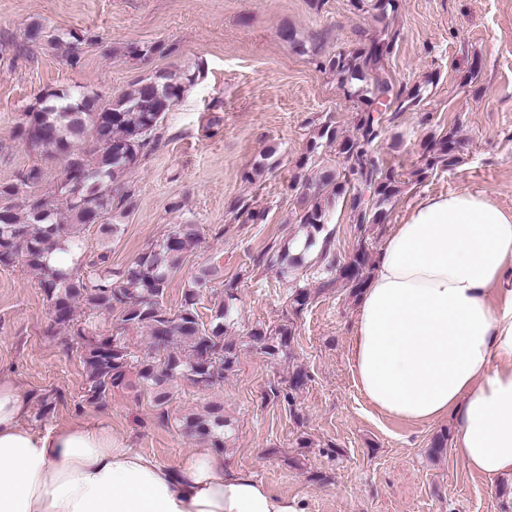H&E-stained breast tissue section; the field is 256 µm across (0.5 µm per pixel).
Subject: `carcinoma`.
<instances>
[{
	"instance_id": "1",
	"label": "carcinoma",
	"mask_w": 512,
	"mask_h": 512,
	"mask_svg": "<svg viewBox=\"0 0 512 512\" xmlns=\"http://www.w3.org/2000/svg\"><path fill=\"white\" fill-rule=\"evenodd\" d=\"M350 2L359 10L369 7L381 29L369 48L340 50L327 57L322 68L333 73L347 95L365 109L356 115V136L341 139L327 122L308 141L297 164L298 169L306 170L299 176L297 198L299 226L305 231L302 247L294 249L296 240L291 238L269 256V264L291 282L288 299L297 313L309 304L311 293L296 284V272L316 251L326 261L327 271L335 273L334 279L342 280L350 294L360 293L368 279L371 257L360 248L342 264L329 258L330 237L319 238L327 207L346 195L351 185L350 218L356 226L385 220L386 206L400 195L402 180L373 155L372 145L379 136L384 112L392 107L403 112L422 99L421 88L405 95L385 72L386 59L396 41L391 20L400 7L399 0ZM172 52L162 43L123 48V55L133 59ZM199 75L198 70L159 72L131 82L107 101L88 92L50 89L39 95L15 128L19 142L45 159L62 161L64 173L45 193L41 192L44 171L38 165L31 166L17 181L0 184V200L8 201L0 207V267L23 261L37 272L53 324L69 330L80 344L91 402H104L112 389L129 385L134 377L152 394L154 406L165 413L172 382L183 378L208 390L222 384L238 360L236 344L226 339L234 325L237 279L225 284L224 297L207 325L197 305L203 290L223 277L217 265L201 269L190 280L177 311L163 305L171 280L201 241L199 225H174L159 244L122 270L99 271L98 266L108 260L105 254L86 260L84 227L97 224L100 234L118 236L121 227L114 218L125 215L133 203L127 176L160 140L166 112ZM333 144L336 157L347 162L345 174L315 160L320 148ZM423 148L424 167L412 172L419 179L440 165L451 166L457 161L451 131L432 135ZM15 198L23 200L22 209L10 204ZM58 251L73 256L69 270L51 263V256ZM115 311L119 324L148 332L154 354L139 358L132 353L127 338L100 330L98 315ZM250 339L262 353L274 358L290 345L293 331L289 325L255 328ZM306 379L305 371L297 370L286 388L272 389L274 398L293 407ZM179 422L187 435L214 448L224 447L229 423L223 404L214 403L202 414L183 415Z\"/></svg>"
}]
</instances>
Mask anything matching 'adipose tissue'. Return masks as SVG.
<instances>
[{"label": "adipose tissue", "instance_id": "1", "mask_svg": "<svg viewBox=\"0 0 512 512\" xmlns=\"http://www.w3.org/2000/svg\"><path fill=\"white\" fill-rule=\"evenodd\" d=\"M352 336L372 409L453 418L465 468L512 479V214L470 190L416 200L359 294ZM31 408L0 368V512H308L211 449L169 466L104 423L36 430Z\"/></svg>", "mask_w": 512, "mask_h": 512}]
</instances>
